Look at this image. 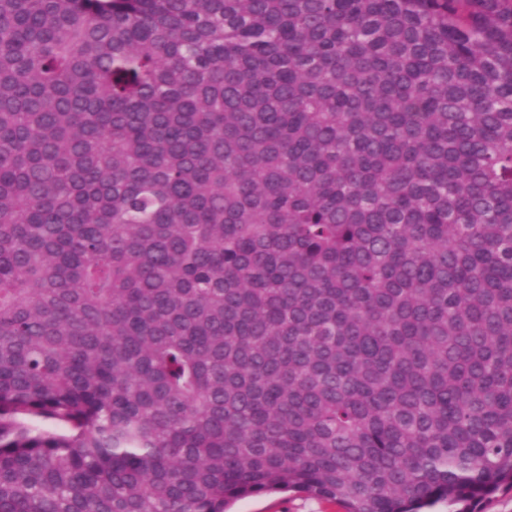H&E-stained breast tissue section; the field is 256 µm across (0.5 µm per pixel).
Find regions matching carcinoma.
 Returning <instances> with one entry per match:
<instances>
[{"instance_id":"1","label":"carcinoma","mask_w":512,"mask_h":512,"mask_svg":"<svg viewBox=\"0 0 512 512\" xmlns=\"http://www.w3.org/2000/svg\"><path fill=\"white\" fill-rule=\"evenodd\" d=\"M511 489L512 0H0V512Z\"/></svg>"}]
</instances>
